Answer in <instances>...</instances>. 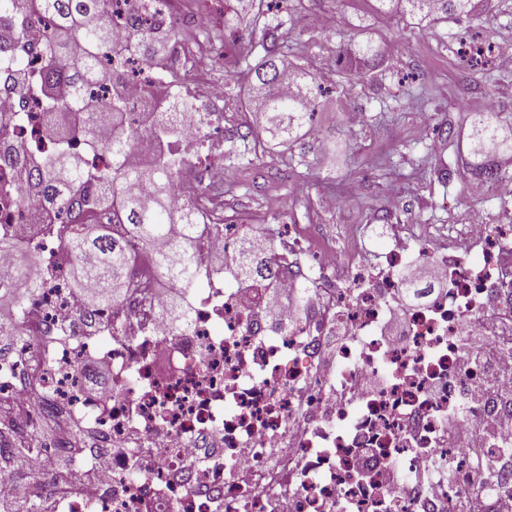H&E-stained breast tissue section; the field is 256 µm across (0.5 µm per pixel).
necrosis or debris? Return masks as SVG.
<instances>
[{"instance_id": "4bbe7bcc", "label": "necrosis or debris", "mask_w": 512, "mask_h": 512, "mask_svg": "<svg viewBox=\"0 0 512 512\" xmlns=\"http://www.w3.org/2000/svg\"><path fill=\"white\" fill-rule=\"evenodd\" d=\"M28 86L0 89V134L28 150L46 148L44 116L18 117ZM178 149L190 167L219 182L222 151L211 135L218 112L192 110L194 83L179 85ZM11 181L0 192V232L13 241L0 269L20 253L35 261L37 290L23 296L20 324L0 347V394L20 416L53 404L83 422L85 464L57 489L56 512H455L473 471V448L493 460L494 493L512 497V388H493L496 361L512 362V336L500 339L498 316L512 319V221L469 224L456 251L430 242L415 255L385 252L379 262L353 255L343 280L327 277L335 253L317 266H279L276 281L255 276L227 286L223 267L237 260L244 224L198 215L195 288L185 316L170 314L176 286L155 273L148 254L130 244L124 296L100 311L67 285L66 242L75 231L22 206ZM430 265L445 288L406 313L404 342L379 333L400 310L410 264ZM298 292L281 315L270 284ZM344 328L335 346L328 338ZM332 352L335 365L321 360ZM387 374L384 389L360 395L361 384ZM479 430L476 447L463 434ZM293 448L304 465L287 501L238 481L246 470L275 474L274 448ZM452 471V480L412 481L421 465ZM408 482L387 484L391 467Z\"/></svg>"}]
</instances>
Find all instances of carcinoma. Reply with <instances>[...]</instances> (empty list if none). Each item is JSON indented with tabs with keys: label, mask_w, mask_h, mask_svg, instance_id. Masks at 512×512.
<instances>
[{
	"label": "carcinoma",
	"mask_w": 512,
	"mask_h": 512,
	"mask_svg": "<svg viewBox=\"0 0 512 512\" xmlns=\"http://www.w3.org/2000/svg\"><path fill=\"white\" fill-rule=\"evenodd\" d=\"M112 0H0V22L14 24L16 36L8 58L15 61L12 77L32 85L35 103L45 112L44 136L50 146L36 160H27L21 147L0 146V165L18 168L25 187L51 210L66 216L71 224L82 225L69 241L74 262L68 270L70 288L92 286L90 304L106 307L118 301L127 288L126 272L129 252L125 242L104 231L90 234L87 229L94 212L112 206V215L127 225L131 239L147 248L152 242L173 236L171 247L154 254L156 273L177 283L190 285L196 280L192 248L196 233L197 205L189 201L182 206L173 203L174 187L186 170L185 158L170 147L176 134L175 114L157 112L139 125L131 115L123 96L125 78H112V91L104 97L92 91L101 79L103 66L112 58L134 51L147 67L166 65L167 42L182 38L174 26L157 41L140 37L137 19L130 28L132 42L114 41ZM383 14L400 13L428 27L448 18L471 14L472 0H376ZM50 22L45 41L40 47L43 63L33 72L26 68V57L35 53L25 37V27L36 17ZM380 56L379 46L367 41L349 47L344 53V66L349 71L364 69ZM286 67L277 59L276 48L267 49L265 61L254 70L248 91L255 106L257 125L272 139L286 143L296 138L308 124L315 109L318 86L309 75L294 70V85L286 94L275 92ZM112 127V141L103 145L99 125ZM497 114L490 113L473 121L471 149L475 174L490 183L500 177L495 156L512 154V136L499 134ZM140 141L151 145L152 161L147 165L126 167L127 152ZM84 143L91 154L103 149L112 158L111 167L91 170L84 158L73 152V144ZM136 182L149 186L147 199L123 191L124 184ZM180 225L177 235L171 226ZM272 261L265 248L244 241L235 273L229 279L238 282L255 275L272 274ZM25 280L28 287L38 286L32 278L18 270L0 274V289L11 294L15 314H20L23 299L12 295V281Z\"/></svg>",
	"instance_id": "cac0c4a2"
}]
</instances>
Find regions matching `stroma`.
<instances>
[{
    "label": "stroma",
    "instance_id": "obj_1",
    "mask_svg": "<svg viewBox=\"0 0 512 512\" xmlns=\"http://www.w3.org/2000/svg\"><path fill=\"white\" fill-rule=\"evenodd\" d=\"M279 14L248 15L218 29L223 58L207 72L224 89V216L248 223L273 241L304 225L313 245L379 261L393 246L430 240L446 248L473 218L496 224L505 207L493 194L475 197L469 166L471 120L494 108L512 131V70L463 67V34L512 41V0H491L463 22L416 27L384 16L374 0H279ZM378 42L373 70L351 74L339 63L352 42ZM287 46L288 64L322 89L307 130L286 144L252 127L253 106L242 80L268 47ZM391 225L384 234L381 223Z\"/></svg>",
    "mask_w": 512,
    "mask_h": 512
}]
</instances>
